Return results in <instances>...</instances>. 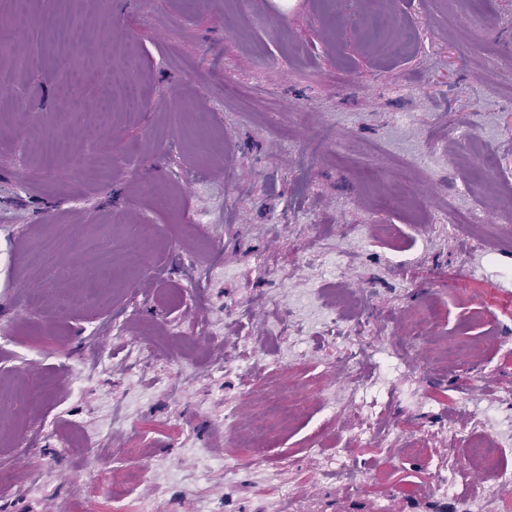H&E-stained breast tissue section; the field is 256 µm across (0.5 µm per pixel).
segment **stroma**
Masks as SVG:
<instances>
[{"label":"stroma","instance_id":"1","mask_svg":"<svg viewBox=\"0 0 512 512\" xmlns=\"http://www.w3.org/2000/svg\"><path fill=\"white\" fill-rule=\"evenodd\" d=\"M367 2L0 0V389L33 401L0 419V512H112L141 460L153 512H458L512 470V0L389 6L380 45ZM130 58L141 107L88 137ZM89 228L115 283L69 309ZM276 375L311 407L259 448Z\"/></svg>","mask_w":512,"mask_h":512}]
</instances>
